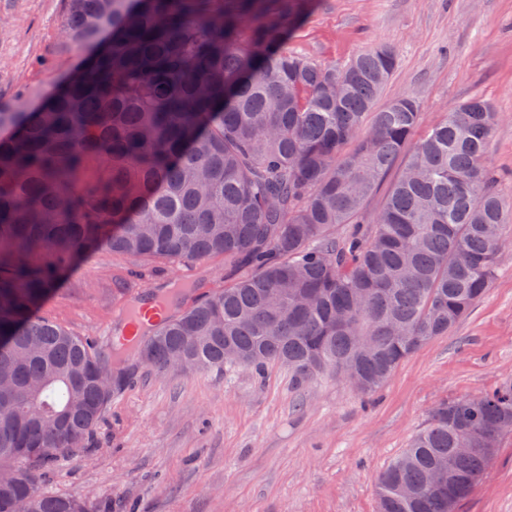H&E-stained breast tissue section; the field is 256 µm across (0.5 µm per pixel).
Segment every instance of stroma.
<instances>
[{
	"label": "stroma",
	"instance_id": "1",
	"mask_svg": "<svg viewBox=\"0 0 512 512\" xmlns=\"http://www.w3.org/2000/svg\"><path fill=\"white\" fill-rule=\"evenodd\" d=\"M0 100L36 103L86 51L59 47L61 0H0ZM384 45L397 57L383 100L411 95L421 129L479 97L500 116L488 153L512 206V0H312L290 49L343 67ZM199 295L224 286V259L159 262L96 250L39 310L106 347L129 301L182 277ZM512 380V246L470 315L404 360L370 397L331 375L295 385L287 367L264 379L229 367H139L113 392L83 448L44 464L42 490L88 512H377V476L408 448L431 409ZM455 512H512V435Z\"/></svg>",
	"mask_w": 512,
	"mask_h": 512
}]
</instances>
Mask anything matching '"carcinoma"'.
Here are the masks:
<instances>
[{
  "mask_svg": "<svg viewBox=\"0 0 512 512\" xmlns=\"http://www.w3.org/2000/svg\"><path fill=\"white\" fill-rule=\"evenodd\" d=\"M57 42L83 67L35 107L0 105V512H86L39 490L36 469L83 446L108 399L97 382L131 358L159 371L304 385L352 373L370 396L399 364L464 319L491 287L512 221L487 165L498 113L452 108L418 140L419 102L374 108L395 69L380 45L346 66L288 49L307 0H64ZM407 162L373 214L395 162ZM224 256V288L98 351L38 314L78 259ZM512 422V382L437 405L378 476L380 512H450ZM460 448H471L470 454ZM438 470L441 493L429 489Z\"/></svg>",
  "mask_w": 512,
  "mask_h": 512,
  "instance_id": "1",
  "label": "carcinoma"
}]
</instances>
